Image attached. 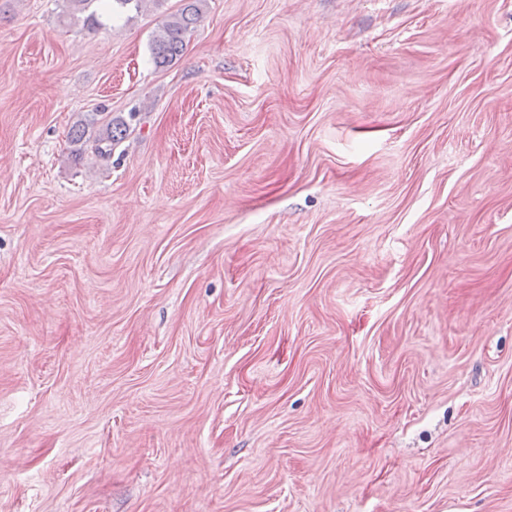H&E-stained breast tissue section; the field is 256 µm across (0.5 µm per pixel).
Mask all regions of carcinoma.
Here are the masks:
<instances>
[{"label": "carcinoma", "instance_id": "carcinoma-1", "mask_svg": "<svg viewBox=\"0 0 512 512\" xmlns=\"http://www.w3.org/2000/svg\"><path fill=\"white\" fill-rule=\"evenodd\" d=\"M75 12H88L85 22L101 26L102 17L109 19L131 10L140 11L145 0H69ZM202 0H184L183 6L168 16L151 44V59L157 69L172 66L185 49L187 33L201 17ZM129 130L127 121L108 113L94 112L78 120L69 131L75 157L88 155L96 161H107Z\"/></svg>", "mask_w": 512, "mask_h": 512}]
</instances>
